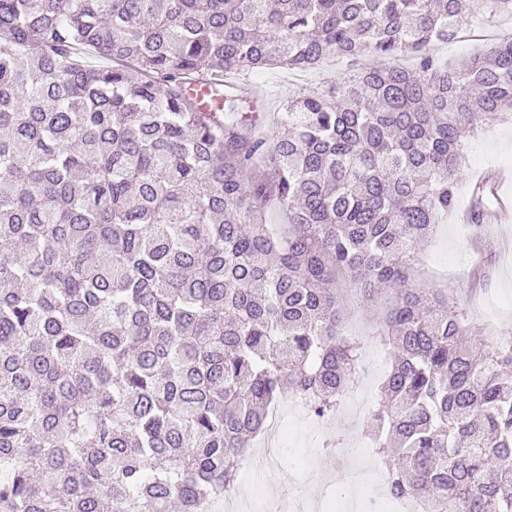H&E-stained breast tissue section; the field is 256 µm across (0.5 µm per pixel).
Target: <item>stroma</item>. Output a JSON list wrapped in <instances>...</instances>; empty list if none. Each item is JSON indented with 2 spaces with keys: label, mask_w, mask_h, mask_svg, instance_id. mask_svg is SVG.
<instances>
[{
  "label": "stroma",
  "mask_w": 512,
  "mask_h": 512,
  "mask_svg": "<svg viewBox=\"0 0 512 512\" xmlns=\"http://www.w3.org/2000/svg\"><path fill=\"white\" fill-rule=\"evenodd\" d=\"M508 34H512V18L490 17L471 27L468 38L435 47L432 54L439 63L453 65L486 53L497 37ZM373 62L370 56L354 61L329 57L312 69H247L238 79L253 87L251 104L257 111L278 112L289 98L320 91ZM463 154L455 195L460 209L471 203L474 178L490 170L512 172V112L468 137ZM420 279L433 288H450L452 300L466 309L474 335L490 330L497 340L512 343V223L470 236L456 219L439 225L424 246ZM375 318L371 307L349 315L351 331L365 340L364 379L356 394L370 407L390 367L388 356L373 339ZM281 406L286 427L280 447L269 454L252 450L240 470L238 497L246 512L288 507L295 480L325 485L332 495L346 499L360 495L367 481L374 482L375 494L384 493V485L374 481L379 465L363 446L366 418L346 405L324 421L305 414L293 399H284Z\"/></svg>",
  "instance_id": "stroma-1"
}]
</instances>
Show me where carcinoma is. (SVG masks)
Segmentation results:
<instances>
[{"label":"carcinoma","mask_w":512,"mask_h":512,"mask_svg":"<svg viewBox=\"0 0 512 512\" xmlns=\"http://www.w3.org/2000/svg\"><path fill=\"white\" fill-rule=\"evenodd\" d=\"M512 0H0V512H204L288 396L333 415L386 295L368 431L393 499L512 512V345L417 280L512 41L427 47ZM110 61L89 66L82 55ZM373 65L277 115L244 69ZM283 128L270 137L267 125ZM288 223L267 219L271 202ZM492 205L471 192L472 222Z\"/></svg>","instance_id":"cac0c4a2"}]
</instances>
